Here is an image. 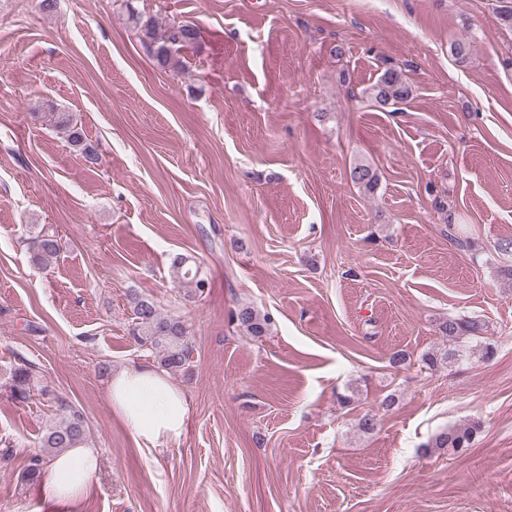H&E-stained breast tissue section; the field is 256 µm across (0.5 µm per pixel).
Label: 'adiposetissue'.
<instances>
[{"label": "adipose tissue", "instance_id": "1", "mask_svg": "<svg viewBox=\"0 0 512 512\" xmlns=\"http://www.w3.org/2000/svg\"><path fill=\"white\" fill-rule=\"evenodd\" d=\"M105 397L138 445L156 447L179 439L188 427L186 392L156 366L136 363L115 372ZM98 456L97 449L85 445L49 461L42 471L43 499L70 504L85 494L96 477Z\"/></svg>", "mask_w": 512, "mask_h": 512}]
</instances>
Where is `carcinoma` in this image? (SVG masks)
Listing matches in <instances>:
<instances>
[{"instance_id": "cac0c4a2", "label": "carcinoma", "mask_w": 512, "mask_h": 512, "mask_svg": "<svg viewBox=\"0 0 512 512\" xmlns=\"http://www.w3.org/2000/svg\"><path fill=\"white\" fill-rule=\"evenodd\" d=\"M140 24L139 38L148 53L161 67L173 63L172 50L177 46L194 43L198 38L196 28L189 24H174L163 34H158L154 23L150 20L142 23L138 16H133ZM412 94V87L402 70L387 67L377 81L366 90V98L375 106L385 109L393 108L406 102ZM55 127L65 135L70 146L80 152L84 160L92 165L99 161L96 149L85 143L81 129L73 122L67 112L54 113ZM352 182L359 185L365 192L372 194L378 187L379 178L375 170L368 164L358 163L350 168ZM62 249V238L58 233L45 226L34 235L28 237V250L31 260L36 264H49ZM171 272L179 285L185 287L184 297L193 299L203 295L207 283L200 277L198 269L189 263V258L177 254L171 259ZM133 313L132 335L139 348L148 352L163 368L172 372L187 370L194 357V346L190 341L189 331L183 321L163 315L154 302L131 297ZM238 327L248 336L259 339L266 335L270 328L271 317L257 308L242 304L234 313ZM442 335L448 338L452 347L448 349L446 358L459 356L458 346L467 339L478 336L482 326L474 320L451 318L440 324ZM11 396L20 402L28 401L33 392H44L39 387L35 365L24 361L13 369L9 383ZM59 413L45 426L41 438V447L45 456L50 457L58 451L77 448L88 443L89 426L83 412L67 402L57 399ZM480 424L473 422L463 427L447 428L436 434L425 448L429 452L453 449L460 451L470 447Z\"/></svg>"}]
</instances>
